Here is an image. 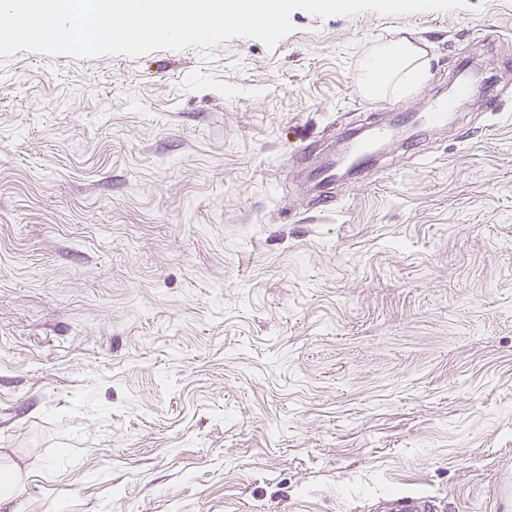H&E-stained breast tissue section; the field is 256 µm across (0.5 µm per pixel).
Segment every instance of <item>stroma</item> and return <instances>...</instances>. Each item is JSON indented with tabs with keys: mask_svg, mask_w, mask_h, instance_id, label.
Returning a JSON list of instances; mask_svg holds the SVG:
<instances>
[{
	"mask_svg": "<svg viewBox=\"0 0 512 512\" xmlns=\"http://www.w3.org/2000/svg\"><path fill=\"white\" fill-rule=\"evenodd\" d=\"M139 56L0 59V453L14 512H497L512 473V0L291 15ZM482 95L308 184L329 134ZM405 41L426 76L362 93ZM340 177L336 171V157L329 158L317 174V201L330 202L336 200V180ZM29 476V470L21 471L16 464H0V508H5L20 492Z\"/></svg>",
	"mask_w": 512,
	"mask_h": 512,
	"instance_id": "1",
	"label": "stroma"
}]
</instances>
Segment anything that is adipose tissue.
<instances>
[{"label":"adipose tissue","instance_id":"1","mask_svg":"<svg viewBox=\"0 0 512 512\" xmlns=\"http://www.w3.org/2000/svg\"><path fill=\"white\" fill-rule=\"evenodd\" d=\"M414 56V47L400 42L382 46L367 58L361 73L362 85L367 95L379 98L389 92H408L424 76L422 69L414 66Z\"/></svg>","mask_w":512,"mask_h":512}]
</instances>
